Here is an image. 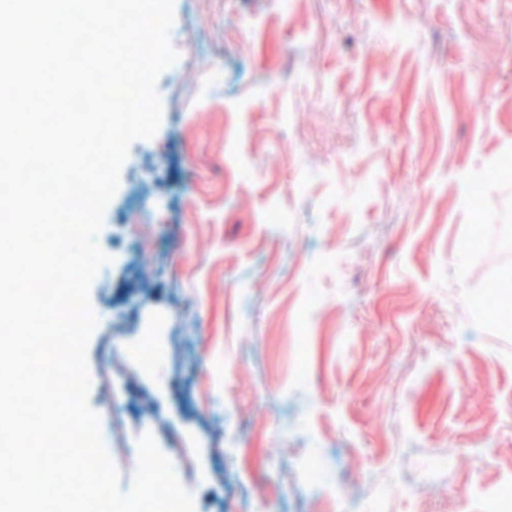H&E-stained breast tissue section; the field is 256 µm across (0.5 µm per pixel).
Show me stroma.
Returning a JSON list of instances; mask_svg holds the SVG:
<instances>
[{
    "instance_id": "1",
    "label": "stroma",
    "mask_w": 512,
    "mask_h": 512,
    "mask_svg": "<svg viewBox=\"0 0 512 512\" xmlns=\"http://www.w3.org/2000/svg\"><path fill=\"white\" fill-rule=\"evenodd\" d=\"M174 13L90 287L120 492L149 433L194 512H351L399 473L389 512H483L512 480V328L476 305L512 278V174H489L512 166V0ZM313 454L341 499L305 483Z\"/></svg>"
}]
</instances>
